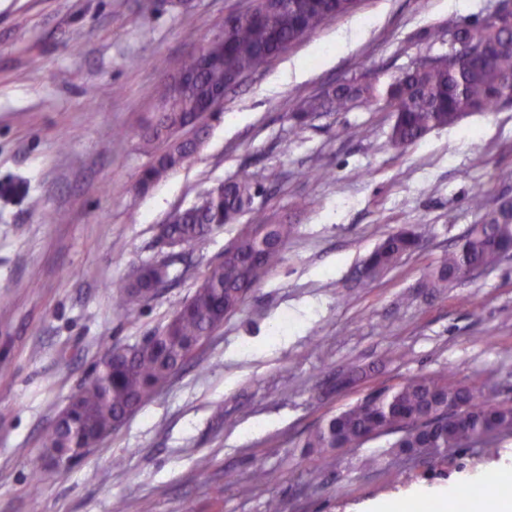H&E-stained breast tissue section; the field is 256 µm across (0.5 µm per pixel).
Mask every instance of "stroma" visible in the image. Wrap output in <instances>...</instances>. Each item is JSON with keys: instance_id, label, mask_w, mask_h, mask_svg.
I'll return each instance as SVG.
<instances>
[{"instance_id": "obj_1", "label": "stroma", "mask_w": 512, "mask_h": 512, "mask_svg": "<svg viewBox=\"0 0 512 512\" xmlns=\"http://www.w3.org/2000/svg\"><path fill=\"white\" fill-rule=\"evenodd\" d=\"M357 0L224 94L191 159L149 189L142 131L153 86L251 0H0V512H365L420 487L475 488L512 462L458 448L434 464L396 455L392 436L304 452L322 420L370 391L425 373L512 398V254L440 296L423 268L486 208L512 199V104L390 147L372 103L297 125L299 99L351 78H388L431 32L496 0ZM368 135L354 137V127ZM248 175L254 205L296 226L283 262L154 398L68 470L36 481L40 439L101 368L107 347L171 318L238 226L168 248L159 227L218 184ZM308 202L296 209L298 199ZM62 212L66 222L50 221ZM416 227L420 250L368 286L356 270L387 235ZM168 278L136 310L115 297L134 270ZM364 376L336 388L350 366ZM267 483L250 482L255 468Z\"/></svg>"}]
</instances>
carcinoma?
I'll return each instance as SVG.
<instances>
[{"instance_id":"carcinoma-1","label":"carcinoma","mask_w":512,"mask_h":512,"mask_svg":"<svg viewBox=\"0 0 512 512\" xmlns=\"http://www.w3.org/2000/svg\"><path fill=\"white\" fill-rule=\"evenodd\" d=\"M355 0H288V9L257 25L240 20L224 43L210 46L216 57H231L239 74L251 75L300 34L312 33L327 22L348 14ZM456 34L460 48L452 53L423 54L399 75L385 80L348 79L302 99L294 113L301 122L319 112H349L377 102L393 113L389 142L406 148L434 128L452 126L464 116L490 112L512 103V18L452 19L443 35ZM231 77L213 67L179 97L171 84L153 91L162 104L157 124L142 136L141 149L155 157L139 177L148 188L175 170L195 152L185 138L187 116L200 123L205 114L197 104ZM262 192L249 177L228 180L210 190L191 208L175 212L161 232L173 241L192 244L223 224H236L246 213L253 223L241 229L220 260L212 263L194 294L175 302L174 315L152 337L131 347L109 349L114 361L99 371L63 408L42 441L44 454L81 442L88 443L117 429L122 420L150 401L176 374L203 339L224 324V319L245 302L283 261L285 244L295 225L253 208ZM421 247L413 229L387 235L365 258L356 275L370 285L394 268L401 258ZM512 251V204L502 203L481 215L448 255L428 265L422 285L437 296L458 279L495 268ZM168 275L167 266L146 267L138 282L118 291L117 306L129 312L151 294L153 283ZM393 435L391 447L400 453L432 448L438 457L457 448L480 447L490 453L512 435V400L500 399L482 384H462L445 373L420 374L402 383L361 397L329 415L306 437L303 447L320 453L357 448L370 438Z\"/></svg>"}]
</instances>
